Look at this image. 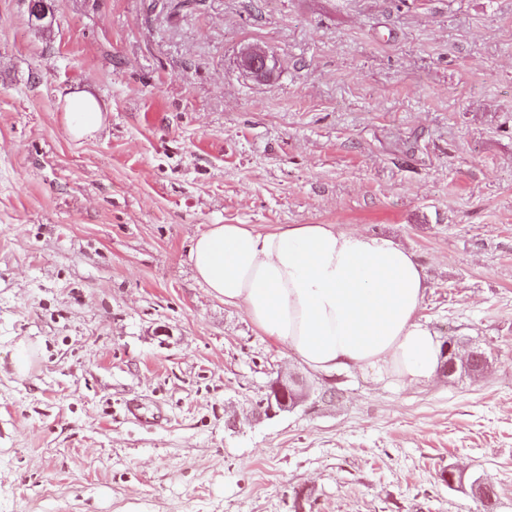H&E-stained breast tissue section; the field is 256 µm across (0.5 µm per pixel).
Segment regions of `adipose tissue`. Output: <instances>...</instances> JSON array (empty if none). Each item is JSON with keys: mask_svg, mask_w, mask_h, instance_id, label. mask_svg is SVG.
<instances>
[{"mask_svg": "<svg viewBox=\"0 0 512 512\" xmlns=\"http://www.w3.org/2000/svg\"><path fill=\"white\" fill-rule=\"evenodd\" d=\"M65 110L76 136L101 125L89 95L68 97ZM189 259L212 295L313 371L359 368L407 386L438 369L441 346L419 318L426 274L392 239L336 224H213Z\"/></svg>", "mask_w": 512, "mask_h": 512, "instance_id": "obj_1", "label": "adipose tissue"}]
</instances>
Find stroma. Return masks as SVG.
<instances>
[{
  "mask_svg": "<svg viewBox=\"0 0 512 512\" xmlns=\"http://www.w3.org/2000/svg\"><path fill=\"white\" fill-rule=\"evenodd\" d=\"M46 4L0 0V512H479L451 466L512 512V0ZM212 224L394 240L487 374L298 364L199 282ZM288 372L313 399L256 418ZM272 55L259 49H247L240 57V67L248 75L257 79L269 77L274 70ZM65 110L69 129L78 137L93 134L101 125L100 107L89 95L78 93L68 97Z\"/></svg>",
  "mask_w": 512,
  "mask_h": 512,
  "instance_id": "1",
  "label": "stroma"
}]
</instances>
